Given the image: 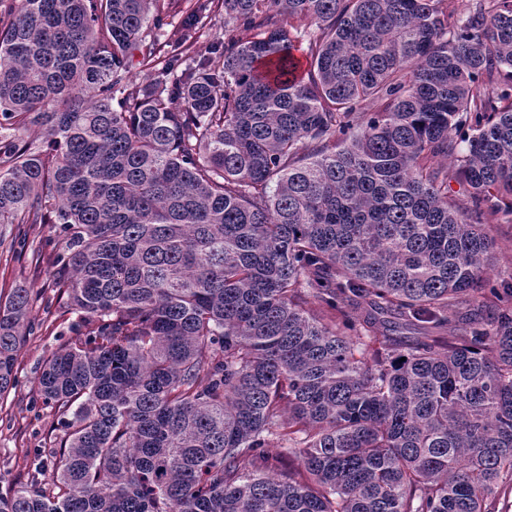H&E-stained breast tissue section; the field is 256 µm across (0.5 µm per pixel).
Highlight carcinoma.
Segmentation results:
<instances>
[{
    "label": "carcinoma",
    "mask_w": 512,
    "mask_h": 512,
    "mask_svg": "<svg viewBox=\"0 0 512 512\" xmlns=\"http://www.w3.org/2000/svg\"><path fill=\"white\" fill-rule=\"evenodd\" d=\"M216 7L201 61L165 0L0 20V224L57 225L90 324L0 512H512V0ZM31 295L0 289V398ZM177 5L169 10V14H163V25L157 29L160 47L168 51L171 47L181 44L188 36V30L184 24L186 11L195 4L209 3L207 0H179ZM203 28L196 36V50L199 55H206L209 47L224 39V9L221 11L206 10L204 12ZM493 235L495 238V271L512 268V224H496Z\"/></svg>",
    "instance_id": "obj_1"
}]
</instances>
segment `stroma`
Wrapping results in <instances>:
<instances>
[{
	"instance_id": "obj_1",
	"label": "stroma",
	"mask_w": 512,
	"mask_h": 512,
	"mask_svg": "<svg viewBox=\"0 0 512 512\" xmlns=\"http://www.w3.org/2000/svg\"><path fill=\"white\" fill-rule=\"evenodd\" d=\"M62 243L50 224L0 226V287L24 283L34 291L36 325L20 352L17 383L0 402V495L26 482L37 468H50L64 435L63 416L44 403L37 377L44 361L74 342L86 326L81 314L65 306L63 290L50 273L49 257Z\"/></svg>"
}]
</instances>
